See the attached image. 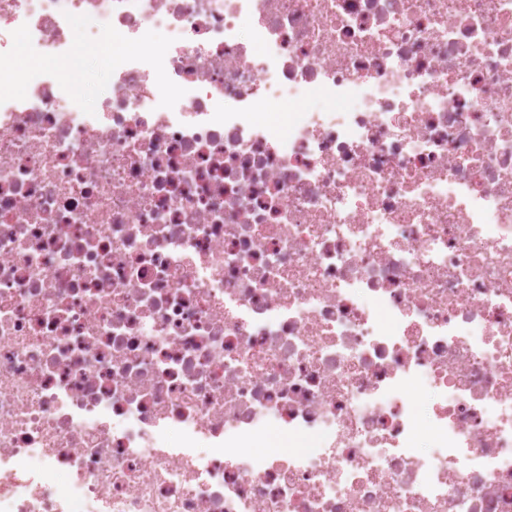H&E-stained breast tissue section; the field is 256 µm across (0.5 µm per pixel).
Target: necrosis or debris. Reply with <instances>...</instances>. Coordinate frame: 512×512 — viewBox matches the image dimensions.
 Wrapping results in <instances>:
<instances>
[{"label": "necrosis or debris", "mask_w": 512, "mask_h": 512, "mask_svg": "<svg viewBox=\"0 0 512 512\" xmlns=\"http://www.w3.org/2000/svg\"><path fill=\"white\" fill-rule=\"evenodd\" d=\"M0 512H512V0H0ZM72 40L76 49L74 56L80 62L77 64L56 62L55 66L63 70L72 93L87 106H92L107 85L112 61V39L102 37L94 45L85 46L86 38L80 26L74 28ZM98 52L107 56L106 66V62L101 61Z\"/></svg>", "instance_id": "1"}]
</instances>
